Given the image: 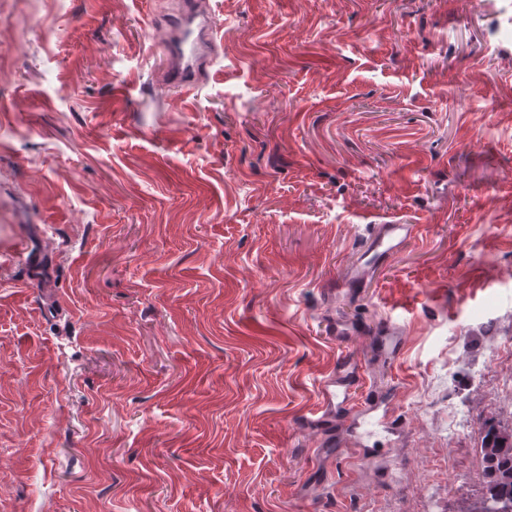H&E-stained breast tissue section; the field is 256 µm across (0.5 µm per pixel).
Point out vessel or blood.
<instances>
[{
	"label": "vessel or blood",
	"mask_w": 512,
	"mask_h": 512,
	"mask_svg": "<svg viewBox=\"0 0 512 512\" xmlns=\"http://www.w3.org/2000/svg\"><path fill=\"white\" fill-rule=\"evenodd\" d=\"M178 33V42L168 45L174 62L171 71L173 86L189 93L196 88L201 69L206 68L217 49L211 16L198 12L194 0H185L181 13L171 27ZM413 232L409 224H386L375 237L371 251L383 260L395 253ZM361 378L360 365L351 358L340 359L335 368L324 377L320 388V411L312 419V426L323 434H332L336 425L349 421L355 415L352 390Z\"/></svg>",
	"instance_id": "b4317fda"
}]
</instances>
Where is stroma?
<instances>
[{
  "label": "stroma",
  "mask_w": 512,
  "mask_h": 512,
  "mask_svg": "<svg viewBox=\"0 0 512 512\" xmlns=\"http://www.w3.org/2000/svg\"><path fill=\"white\" fill-rule=\"evenodd\" d=\"M197 2L186 101L180 0H0V512H465L512 428V0ZM346 355L356 451L308 424ZM194 28L197 35L194 36ZM211 16L200 14L196 1H185L181 13L175 18L171 31L178 33L179 41L168 42L169 57L174 61L171 71L172 85L184 93L197 87L200 70L206 68L217 49ZM414 225L385 224L375 237L371 251L376 259L383 260L395 253L401 244L410 239Z\"/></svg>",
  "instance_id": "1"
}]
</instances>
